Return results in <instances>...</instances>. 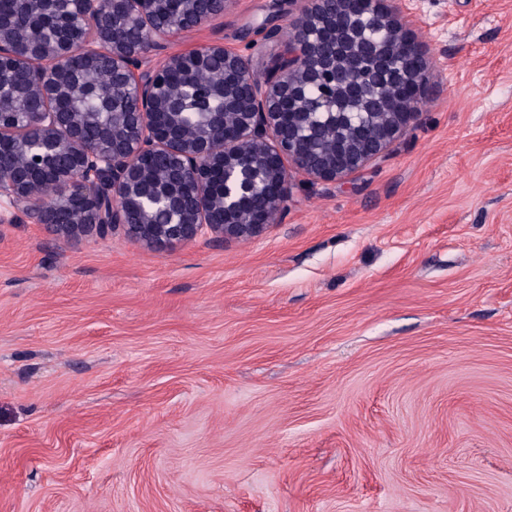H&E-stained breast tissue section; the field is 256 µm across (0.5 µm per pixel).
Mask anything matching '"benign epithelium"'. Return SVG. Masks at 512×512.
Segmentation results:
<instances>
[{
  "label": "benign epithelium",
  "instance_id": "benign-epithelium-1",
  "mask_svg": "<svg viewBox=\"0 0 512 512\" xmlns=\"http://www.w3.org/2000/svg\"><path fill=\"white\" fill-rule=\"evenodd\" d=\"M77 14L92 23L90 32L65 23L64 33L49 39L32 29L19 35L13 19L0 14V87L20 84L40 101L36 112L0 110V201L46 225L54 234L78 240L122 228L133 241L166 248L195 240L205 231L224 241L261 234L288 200L289 160L295 169L323 181L342 180L380 157L404 133L418 113L429 80V58L412 38L406 22L385 0H306L294 23L292 39L277 53L274 68L260 78L248 60L222 42L186 54L158 56L155 51L183 32L224 14L212 0L174 18L153 14L154 0H71ZM355 35L351 58L391 44L390 93L382 102L385 119L371 132L358 131L337 144L334 153L315 158L298 132L306 113L292 111L305 90L320 85L325 93L342 83L345 91L367 102L376 85L361 67L345 70L322 50L336 37V22ZM112 72V83L99 95L119 101L112 127L97 138L78 112L59 106L63 83L75 62ZM219 62L233 85L225 106L236 115L225 125L224 113L212 114L208 134L190 138L169 127V73L178 67ZM50 147L56 164L37 160ZM169 157L165 173L180 191L155 200L148 187L160 154ZM267 173L264 202L252 218L238 220L248 202L252 171ZM162 205L181 213L180 224L151 223L150 208Z\"/></svg>",
  "mask_w": 512,
  "mask_h": 512
}]
</instances>
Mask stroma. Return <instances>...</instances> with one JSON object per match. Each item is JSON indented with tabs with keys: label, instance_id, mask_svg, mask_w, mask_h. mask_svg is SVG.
I'll list each match as a JSON object with an SVG mask.
<instances>
[{
	"label": "stroma",
	"instance_id": "1",
	"mask_svg": "<svg viewBox=\"0 0 512 512\" xmlns=\"http://www.w3.org/2000/svg\"><path fill=\"white\" fill-rule=\"evenodd\" d=\"M415 120L258 236L0 222V512H512V0H393ZM303 0L167 46L259 75Z\"/></svg>",
	"mask_w": 512,
	"mask_h": 512
}]
</instances>
